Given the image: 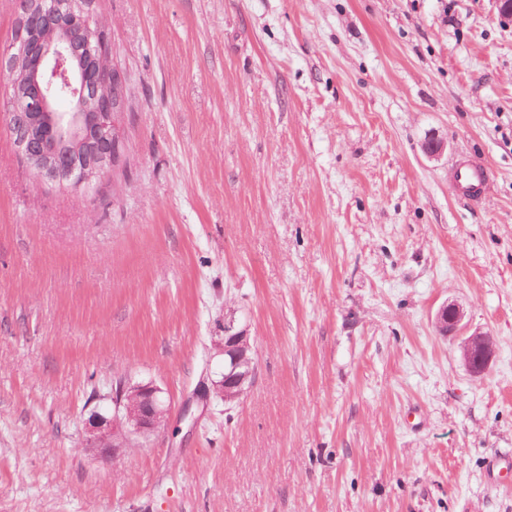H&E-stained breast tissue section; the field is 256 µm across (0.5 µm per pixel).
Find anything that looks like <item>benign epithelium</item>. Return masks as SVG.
I'll return each mask as SVG.
<instances>
[{
  "label": "benign epithelium",
  "mask_w": 512,
  "mask_h": 512,
  "mask_svg": "<svg viewBox=\"0 0 512 512\" xmlns=\"http://www.w3.org/2000/svg\"><path fill=\"white\" fill-rule=\"evenodd\" d=\"M19 0L17 21L8 45L0 50V69L12 75L16 86L6 126L20 157L40 176L58 186H88L117 162L122 135L117 116L124 107L121 76L114 71L103 30L91 24L85 10L65 9L59 0ZM24 76L15 78L16 55ZM465 312L455 304L443 306L436 327L452 335ZM219 350L228 371L210 381L206 395L224 402L239 400L252 382L256 364L249 336L224 320ZM464 366L479 374L495 352L493 339L474 332L461 339ZM110 407H94L85 423V447L98 448L116 458L141 438L158 430L170 407L161 388L152 382L120 378L112 383Z\"/></svg>",
  "instance_id": "benign-epithelium-1"
}]
</instances>
